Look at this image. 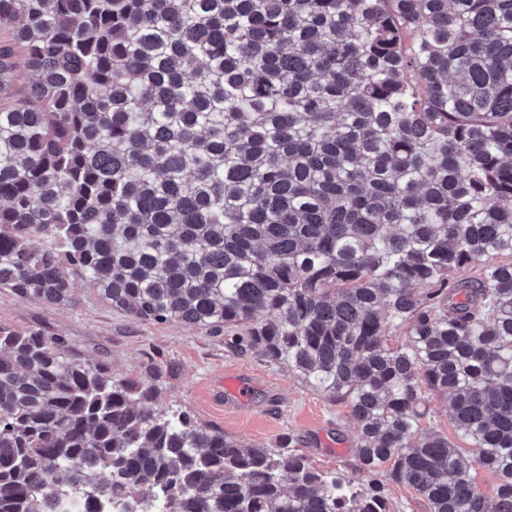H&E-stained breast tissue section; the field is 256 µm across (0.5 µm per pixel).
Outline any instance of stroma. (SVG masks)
I'll return each mask as SVG.
<instances>
[{
  "mask_svg": "<svg viewBox=\"0 0 512 512\" xmlns=\"http://www.w3.org/2000/svg\"><path fill=\"white\" fill-rule=\"evenodd\" d=\"M73 294V303L48 305L0 288V322L65 337L70 352L105 364L113 377L157 385L161 407L186 411L199 425L244 444L272 448L290 435L318 470L349 461L357 432L346 408L287 368L237 353L220 333L134 319L81 280H74ZM234 380L248 387L246 403L230 401L227 385Z\"/></svg>",
  "mask_w": 512,
  "mask_h": 512,
  "instance_id": "35a3bbf8",
  "label": "stroma"
}]
</instances>
